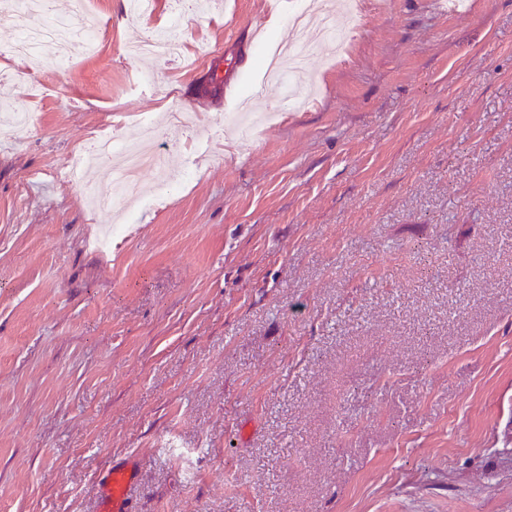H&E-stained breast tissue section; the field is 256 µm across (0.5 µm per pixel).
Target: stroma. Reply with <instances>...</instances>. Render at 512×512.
<instances>
[{
  "label": "stroma",
  "instance_id": "35a3bbf8",
  "mask_svg": "<svg viewBox=\"0 0 512 512\" xmlns=\"http://www.w3.org/2000/svg\"><path fill=\"white\" fill-rule=\"evenodd\" d=\"M10 2L0 96L35 119L0 130V512H96L127 455L138 512H512V0L336 6L303 108L261 59L292 0L187 7L175 58L135 51L168 0H51L98 24L63 70L5 64L40 22ZM231 39L249 137L201 90ZM145 117L164 165L92 210L57 170Z\"/></svg>",
  "mask_w": 512,
  "mask_h": 512
}]
</instances>
